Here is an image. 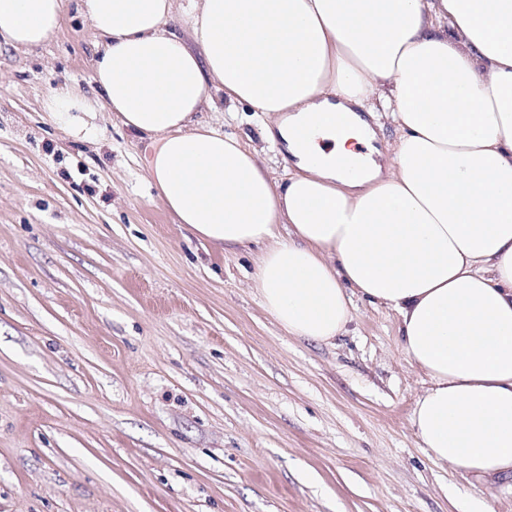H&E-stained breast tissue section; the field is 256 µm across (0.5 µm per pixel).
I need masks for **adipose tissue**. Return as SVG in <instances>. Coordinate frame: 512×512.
<instances>
[{"mask_svg":"<svg viewBox=\"0 0 512 512\" xmlns=\"http://www.w3.org/2000/svg\"><path fill=\"white\" fill-rule=\"evenodd\" d=\"M173 7L81 0L95 82L151 139L160 200L200 239L263 245L252 280L290 336L334 343L357 295L396 312L428 382L422 448L512 476V0H185L192 46ZM60 18L61 0H0V40L40 46ZM215 89L292 158L287 179L203 119ZM374 119L398 133L385 167Z\"/></svg>","mask_w":512,"mask_h":512,"instance_id":"1","label":"adipose tissue"}]
</instances>
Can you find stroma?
Instances as JSON below:
<instances>
[{
	"label": "stroma",
	"instance_id": "35a3bbf8",
	"mask_svg": "<svg viewBox=\"0 0 512 512\" xmlns=\"http://www.w3.org/2000/svg\"><path fill=\"white\" fill-rule=\"evenodd\" d=\"M94 41L63 0L47 43L0 46V512H512L511 479L420 447L395 312L357 297L336 343L293 338L251 281L259 247L177 224ZM63 85L90 111L48 112Z\"/></svg>",
	"mask_w": 512,
	"mask_h": 512
}]
</instances>
